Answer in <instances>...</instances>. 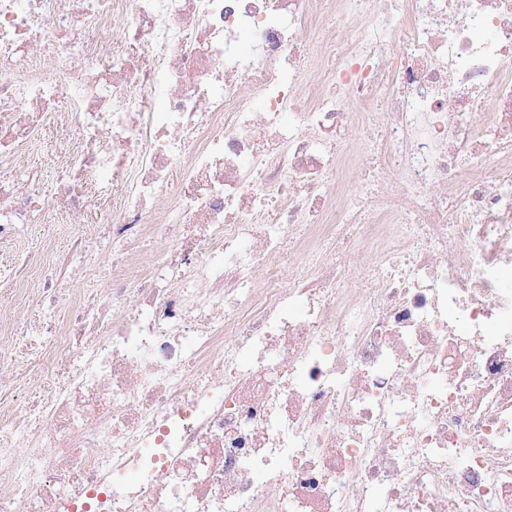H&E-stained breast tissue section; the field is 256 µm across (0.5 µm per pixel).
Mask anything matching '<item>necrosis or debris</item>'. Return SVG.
Wrapping results in <instances>:
<instances>
[{"mask_svg": "<svg viewBox=\"0 0 512 512\" xmlns=\"http://www.w3.org/2000/svg\"><path fill=\"white\" fill-rule=\"evenodd\" d=\"M0 280V512H512V0H0ZM58 219L56 216H51L47 223L41 224L40 227L32 234L31 239L36 238H48L51 239L52 243L54 240L57 242L58 248L61 251H66L69 247V243L66 240L70 236L66 228V224H58ZM28 288H34L35 290L30 293V297L28 299V319L24 321L23 328H30V322L31 324H36L39 318H42L45 315H52L53 311H47V309L52 308V306L55 307V311H63L65 305L63 298L53 303L45 300L41 293L36 291V288H40L37 285L32 284Z\"/></svg>", "mask_w": 512, "mask_h": 512, "instance_id": "1", "label": "necrosis or debris"}]
</instances>
